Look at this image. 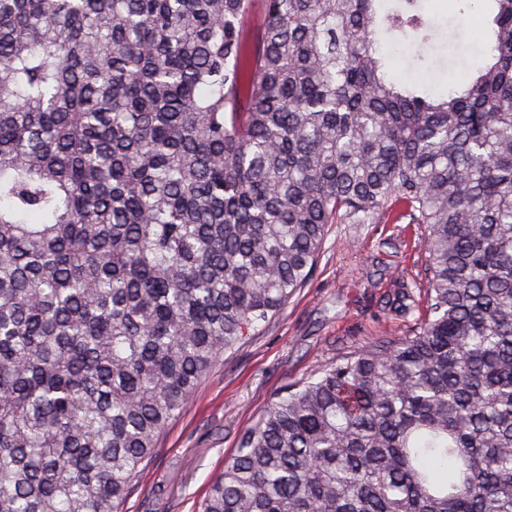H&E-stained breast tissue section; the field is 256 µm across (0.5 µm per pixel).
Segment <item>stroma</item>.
Segmentation results:
<instances>
[{
  "instance_id": "stroma-1",
  "label": "stroma",
  "mask_w": 512,
  "mask_h": 512,
  "mask_svg": "<svg viewBox=\"0 0 512 512\" xmlns=\"http://www.w3.org/2000/svg\"><path fill=\"white\" fill-rule=\"evenodd\" d=\"M447 25L446 67L419 60L415 47L391 41L384 51L394 77L443 92L489 54L485 18L458 17V0H426ZM418 224H332L310 283L270 325L224 354L186 410L164 432L122 512H196L212 479L237 450L240 436L272 398L349 353L408 335L426 313L427 255ZM414 292L413 314L383 310L400 284Z\"/></svg>"
}]
</instances>
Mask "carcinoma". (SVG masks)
Wrapping results in <instances>:
<instances>
[{
    "mask_svg": "<svg viewBox=\"0 0 512 512\" xmlns=\"http://www.w3.org/2000/svg\"><path fill=\"white\" fill-rule=\"evenodd\" d=\"M472 2L434 97L382 53L422 0H0V512H122L330 224L423 225L426 315L277 394L199 512H512V0Z\"/></svg>",
    "mask_w": 512,
    "mask_h": 512,
    "instance_id": "obj_1",
    "label": "carcinoma"
}]
</instances>
